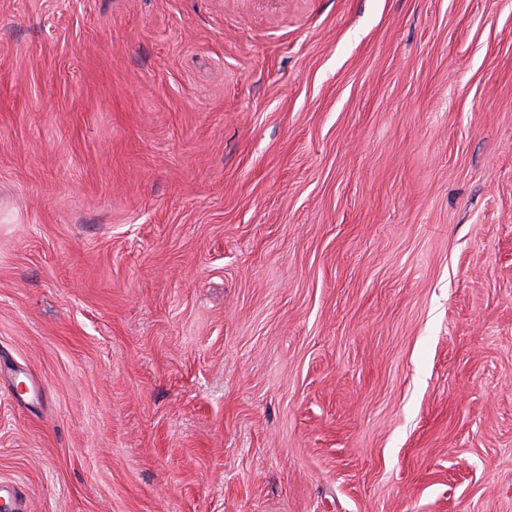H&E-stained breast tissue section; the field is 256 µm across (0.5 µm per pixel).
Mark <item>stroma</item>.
Instances as JSON below:
<instances>
[{
    "instance_id": "stroma-1",
    "label": "stroma",
    "mask_w": 512,
    "mask_h": 512,
    "mask_svg": "<svg viewBox=\"0 0 512 512\" xmlns=\"http://www.w3.org/2000/svg\"><path fill=\"white\" fill-rule=\"evenodd\" d=\"M0 512H512V0H0Z\"/></svg>"
}]
</instances>
